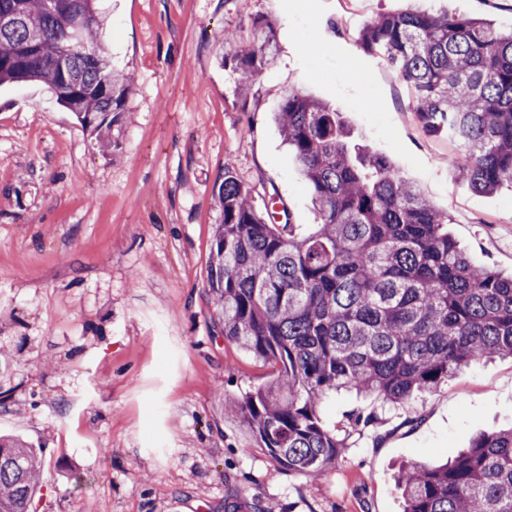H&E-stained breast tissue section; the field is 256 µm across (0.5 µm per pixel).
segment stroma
Returning a JSON list of instances; mask_svg holds the SVG:
<instances>
[{
    "mask_svg": "<svg viewBox=\"0 0 512 512\" xmlns=\"http://www.w3.org/2000/svg\"><path fill=\"white\" fill-rule=\"evenodd\" d=\"M512 27V0H99L115 63L133 77L120 148L103 156L39 82L0 84V434L39 448L35 512H402L395 476L512 424V357L458 372L390 410L329 394L348 440L317 477L258 448L229 400L271 368L226 341L206 279L225 171L291 223L318 214L271 111L291 90L333 108L351 143L388 157L451 218L477 265L512 275V190H471L452 143L426 135L363 24L412 5ZM279 52L248 98L219 60L225 32ZM377 422L350 430V412Z\"/></svg>",
    "mask_w": 512,
    "mask_h": 512,
    "instance_id": "stroma-1",
    "label": "stroma"
}]
</instances>
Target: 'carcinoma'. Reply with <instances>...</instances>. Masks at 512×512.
I'll return each instance as SVG.
<instances>
[{"label":"carcinoma","instance_id":"cac0c4a2","mask_svg":"<svg viewBox=\"0 0 512 512\" xmlns=\"http://www.w3.org/2000/svg\"><path fill=\"white\" fill-rule=\"evenodd\" d=\"M101 26L96 0H0V84L45 83L109 156L133 77L98 42ZM359 42L399 74L422 130L455 145L475 192L512 187V30L406 10L366 23ZM224 47L245 98L278 53L276 24L255 20L248 46L226 32ZM274 115L320 224L301 235L269 222L225 169L207 286L224 339L273 368L230 408L283 469L316 477L346 448L319 413L329 393H366L385 409L512 356V275L473 265L448 213L386 157L350 148L328 104L291 90ZM41 471L34 448L0 436V512H30ZM397 485L404 512H512V426L445 464L403 466Z\"/></svg>","mask_w":512,"mask_h":512}]
</instances>
